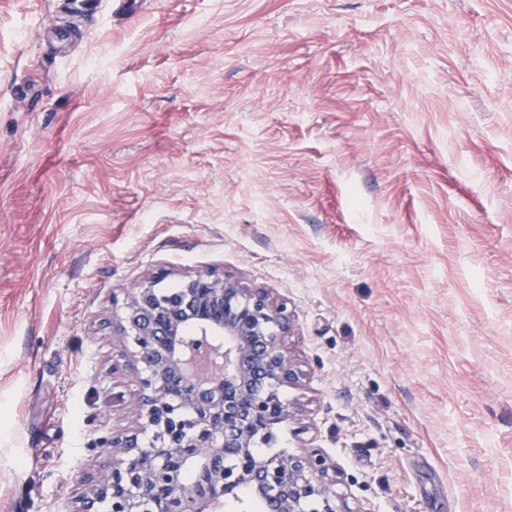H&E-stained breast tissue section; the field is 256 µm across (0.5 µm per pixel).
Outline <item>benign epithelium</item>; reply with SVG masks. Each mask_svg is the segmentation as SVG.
I'll list each match as a JSON object with an SVG mask.
<instances>
[{
  "label": "benign epithelium",
  "instance_id": "1",
  "mask_svg": "<svg viewBox=\"0 0 512 512\" xmlns=\"http://www.w3.org/2000/svg\"><path fill=\"white\" fill-rule=\"evenodd\" d=\"M169 275L161 267L123 289L112 312L121 357L136 372L135 389L112 394L130 427L103 440L112 465L79 476L71 512H217L242 487L267 512H306L313 500L335 512L336 477L321 449L304 440L298 453L268 454L256 445L302 413L281 395L306 376L286 343L288 301L215 268L162 294L156 286ZM178 464L194 471L193 483Z\"/></svg>",
  "mask_w": 512,
  "mask_h": 512
}]
</instances>
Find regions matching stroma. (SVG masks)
<instances>
[{
	"mask_svg": "<svg viewBox=\"0 0 512 512\" xmlns=\"http://www.w3.org/2000/svg\"><path fill=\"white\" fill-rule=\"evenodd\" d=\"M287 297L338 512H512V0H0V512H69L112 299Z\"/></svg>",
	"mask_w": 512,
	"mask_h": 512,
	"instance_id": "1",
	"label": "stroma"
}]
</instances>
